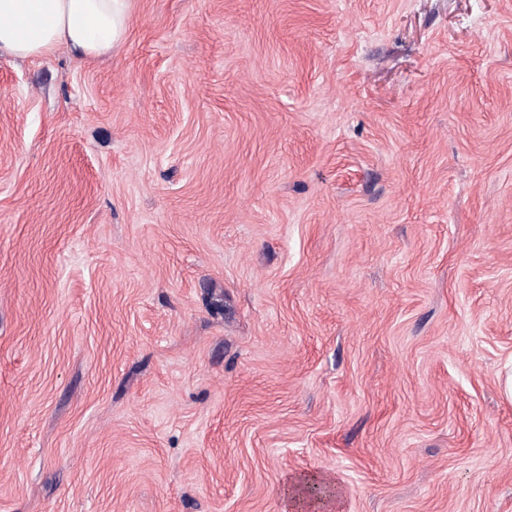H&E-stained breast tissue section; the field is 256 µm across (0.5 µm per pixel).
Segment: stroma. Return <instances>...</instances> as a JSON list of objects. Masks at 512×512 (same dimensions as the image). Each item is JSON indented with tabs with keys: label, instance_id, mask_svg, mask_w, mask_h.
<instances>
[{
	"label": "stroma",
	"instance_id": "stroma-1",
	"mask_svg": "<svg viewBox=\"0 0 512 512\" xmlns=\"http://www.w3.org/2000/svg\"><path fill=\"white\" fill-rule=\"evenodd\" d=\"M512 512V0H136L0 57V512Z\"/></svg>",
	"mask_w": 512,
	"mask_h": 512
}]
</instances>
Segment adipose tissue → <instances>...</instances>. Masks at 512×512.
<instances>
[{
	"mask_svg": "<svg viewBox=\"0 0 512 512\" xmlns=\"http://www.w3.org/2000/svg\"><path fill=\"white\" fill-rule=\"evenodd\" d=\"M134 0H0V56L31 59L67 46L96 59L123 45Z\"/></svg>",
	"mask_w": 512,
	"mask_h": 512,
	"instance_id": "ef3b65f1",
	"label": "adipose tissue"
}]
</instances>
